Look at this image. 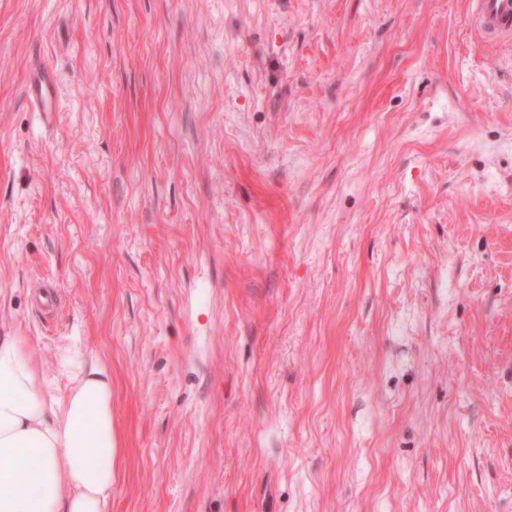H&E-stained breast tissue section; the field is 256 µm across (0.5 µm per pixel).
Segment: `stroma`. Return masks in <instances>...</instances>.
I'll use <instances>...</instances> for the list:
<instances>
[{
	"label": "stroma",
	"mask_w": 512,
	"mask_h": 512,
	"mask_svg": "<svg viewBox=\"0 0 512 512\" xmlns=\"http://www.w3.org/2000/svg\"><path fill=\"white\" fill-rule=\"evenodd\" d=\"M470 13L0 0V338L50 396L110 370L112 512H512V41ZM49 79L50 77L48 75L43 74V81L35 88H30V95L38 112H55L52 97V86Z\"/></svg>",
	"instance_id": "stroma-1"
}]
</instances>
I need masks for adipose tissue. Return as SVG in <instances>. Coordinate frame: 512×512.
Masks as SVG:
<instances>
[{
  "mask_svg": "<svg viewBox=\"0 0 512 512\" xmlns=\"http://www.w3.org/2000/svg\"><path fill=\"white\" fill-rule=\"evenodd\" d=\"M116 455L106 368L49 399L23 342L0 340V512H110Z\"/></svg>",
  "mask_w": 512,
  "mask_h": 512,
  "instance_id": "obj_1",
  "label": "adipose tissue"
}]
</instances>
